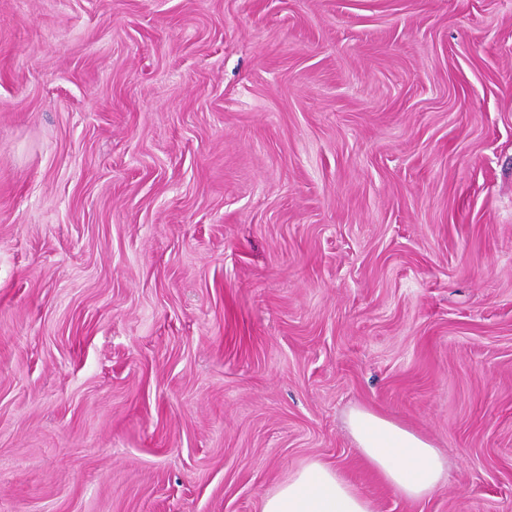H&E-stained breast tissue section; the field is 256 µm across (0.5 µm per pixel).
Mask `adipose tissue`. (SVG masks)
I'll list each match as a JSON object with an SVG mask.
<instances>
[{
	"label": "adipose tissue",
	"instance_id": "obj_1",
	"mask_svg": "<svg viewBox=\"0 0 512 512\" xmlns=\"http://www.w3.org/2000/svg\"><path fill=\"white\" fill-rule=\"evenodd\" d=\"M348 427L364 459L400 498L431 496L444 478L446 461L421 435L366 409L353 410ZM260 512H374L336 468L313 460L262 497Z\"/></svg>",
	"mask_w": 512,
	"mask_h": 512
}]
</instances>
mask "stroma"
Returning <instances> with one entry per match:
<instances>
[{"instance_id":"stroma-1","label":"stroma","mask_w":512,"mask_h":512,"mask_svg":"<svg viewBox=\"0 0 512 512\" xmlns=\"http://www.w3.org/2000/svg\"><path fill=\"white\" fill-rule=\"evenodd\" d=\"M313 459L512 512V0H0V512H259ZM348 427L364 459L400 498L431 496L444 478L446 461L421 435L366 409H355Z\"/></svg>"}]
</instances>
